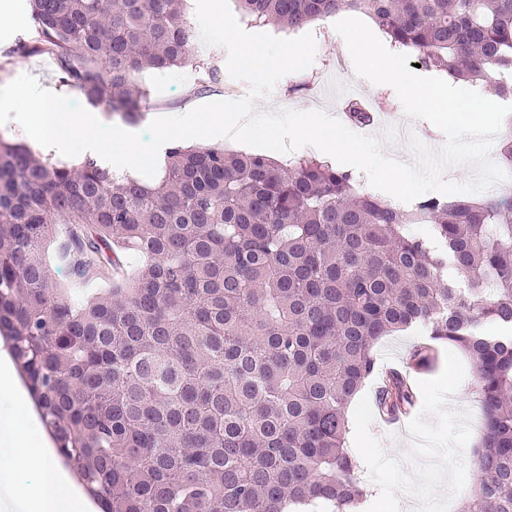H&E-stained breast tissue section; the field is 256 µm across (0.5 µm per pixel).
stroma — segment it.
<instances>
[{"label":"stroma","instance_id":"1","mask_svg":"<svg viewBox=\"0 0 512 512\" xmlns=\"http://www.w3.org/2000/svg\"><path fill=\"white\" fill-rule=\"evenodd\" d=\"M20 9L0 19V84L28 73L59 86L61 95L79 98L73 88L60 87L54 63L44 55L19 54L16 42L31 33L27 0ZM317 50L313 65L284 76L270 98L258 101L257 110L282 108L338 112L349 98L373 102L377 87L359 77L345 46L336 39L333 19L309 27ZM194 53L216 67V81L200 87L198 73L186 67L174 72L148 71L141 75L149 90V102L138 130H147L153 117L169 112H188L216 100L237 99L248 86L232 80L226 69V52H217L195 40ZM475 369L469 359L453 349L445 350L438 366L414 376L417 401L404 420V433L380 424L375 410V384H368L350 405V446L361 460L360 478L379 495L384 512H455L457 502L478 473L479 434L472 418L479 409L469 389ZM456 381L462 388L456 402H449L441 381Z\"/></svg>","mask_w":512,"mask_h":512}]
</instances>
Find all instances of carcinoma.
<instances>
[{
	"label": "carcinoma",
	"mask_w": 512,
	"mask_h": 512,
	"mask_svg": "<svg viewBox=\"0 0 512 512\" xmlns=\"http://www.w3.org/2000/svg\"><path fill=\"white\" fill-rule=\"evenodd\" d=\"M256 27L366 15L398 50L512 98V0H237ZM28 54L135 123L140 73L191 66L184 0H30ZM349 119L372 116L358 99ZM68 224L71 288L43 259ZM429 225L426 238L409 233ZM147 264L88 296L90 276ZM419 328L474 364L484 426L457 512H512V191L403 209L315 155L175 144L146 182L0 139V337L57 454L100 512H356L369 488L347 443L375 347ZM382 378L379 407L409 409Z\"/></svg>",
	"instance_id": "cac0c4a2"
}]
</instances>
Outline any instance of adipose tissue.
Returning a JSON list of instances; mask_svg holds the SVG:
<instances>
[{
    "mask_svg": "<svg viewBox=\"0 0 512 512\" xmlns=\"http://www.w3.org/2000/svg\"><path fill=\"white\" fill-rule=\"evenodd\" d=\"M39 473L37 483L14 484L12 473ZM89 504L76 490L72 476L61 474L44 446L32 445L25 427L12 411H0V512H88Z\"/></svg>",
    "mask_w": 512,
    "mask_h": 512,
    "instance_id": "obj_1",
    "label": "adipose tissue"
}]
</instances>
